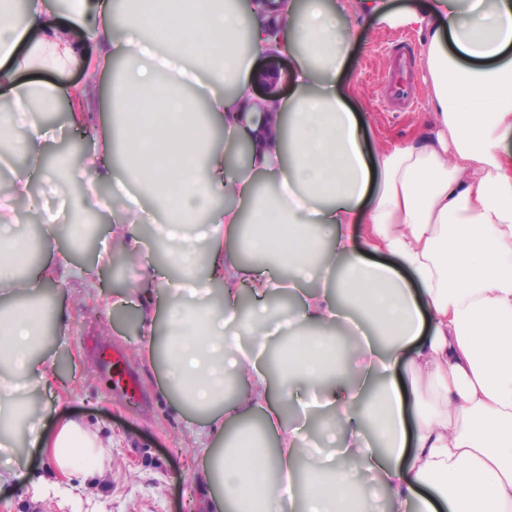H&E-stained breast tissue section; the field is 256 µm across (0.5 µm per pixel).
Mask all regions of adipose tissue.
Listing matches in <instances>:
<instances>
[{
	"label": "adipose tissue",
	"mask_w": 512,
	"mask_h": 512,
	"mask_svg": "<svg viewBox=\"0 0 512 512\" xmlns=\"http://www.w3.org/2000/svg\"><path fill=\"white\" fill-rule=\"evenodd\" d=\"M0 0L5 77L49 69L94 70L123 61L102 124L78 163L85 192L112 181L111 261L140 270L141 333L164 328V384L176 412L194 411V442L210 490L207 512H353L358 474L372 476L408 512H512V0H308L289 9L284 43L296 60L285 143L254 121L250 51L261 17L236 0ZM423 33L430 79L429 131L413 142L371 146L343 78L360 34L337 24L352 8ZM85 29L111 43L87 57L69 38ZM120 37H113V29ZM0 110V142L25 155L0 194V291L28 293L20 276L13 201L54 184L37 111L77 100L88 87L13 82ZM39 99L40 110L30 106ZM163 113L151 123L152 112ZM223 140H216V132ZM253 143L233 164L236 136ZM272 190L261 188L262 181ZM174 275L151 258L141 213ZM258 304L241 317L243 288ZM286 288L298 309L272 316L263 300ZM41 314L27 302L0 310V409L17 386L40 388L55 367L35 354ZM346 328L338 353L332 329ZM285 333L281 375L264 353ZM405 384H398L397 369ZM330 411L344 447H302L285 419L294 389ZM33 447L69 473H101L98 436L72 419ZM273 449L261 447V438Z\"/></svg>",
	"instance_id": "adipose-tissue-1"
}]
</instances>
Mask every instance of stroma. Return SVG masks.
<instances>
[{"label": "stroma", "instance_id": "stroma-1", "mask_svg": "<svg viewBox=\"0 0 512 512\" xmlns=\"http://www.w3.org/2000/svg\"><path fill=\"white\" fill-rule=\"evenodd\" d=\"M352 22L360 30V44L350 57L345 78L370 138L376 143L404 144L426 133L431 114L419 33L370 23L360 15ZM111 79V71L101 72L99 93L89 102L84 129L66 120L57 123V146L92 145L88 132L101 124L99 94ZM72 187L69 193L60 187L37 189L44 206L60 215L54 243L59 273L54 283L32 294L49 313L74 271L96 264L100 254L99 249H76L70 243L71 222L62 215L63 202L82 194L80 182ZM102 275L106 288L70 304L65 339H57L53 322L45 324L39 353L54 362L65 387L54 394L30 391L20 403L42 415L47 425L67 417L96 431L104 446L106 475L91 483L77 471L57 474L53 457L30 446L28 423L19 421L13 460L21 478L0 487V512H205L209 491L190 437L193 417L173 412L161 369L150 362L146 337L138 327L122 323V316L135 314L134 305L115 304L136 274L108 268ZM101 348L124 352L149 396L147 406L115 391L111 373L98 363Z\"/></svg>", "mask_w": 512, "mask_h": 512}]
</instances>
